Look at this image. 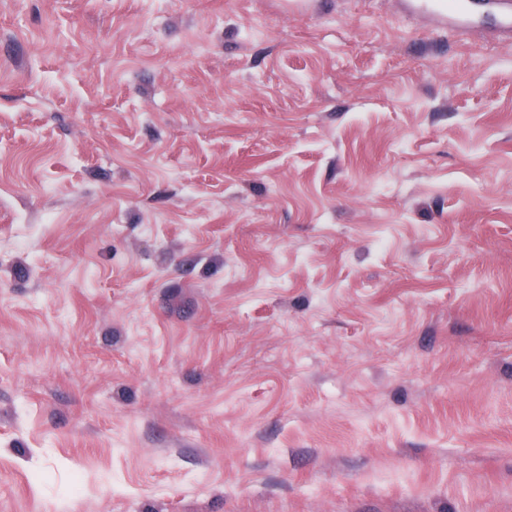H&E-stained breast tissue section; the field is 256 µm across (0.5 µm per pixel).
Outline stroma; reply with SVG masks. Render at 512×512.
Listing matches in <instances>:
<instances>
[{
	"label": "stroma",
	"mask_w": 512,
	"mask_h": 512,
	"mask_svg": "<svg viewBox=\"0 0 512 512\" xmlns=\"http://www.w3.org/2000/svg\"><path fill=\"white\" fill-rule=\"evenodd\" d=\"M0 512H512V39L0 0Z\"/></svg>",
	"instance_id": "35a3bbf8"
}]
</instances>
